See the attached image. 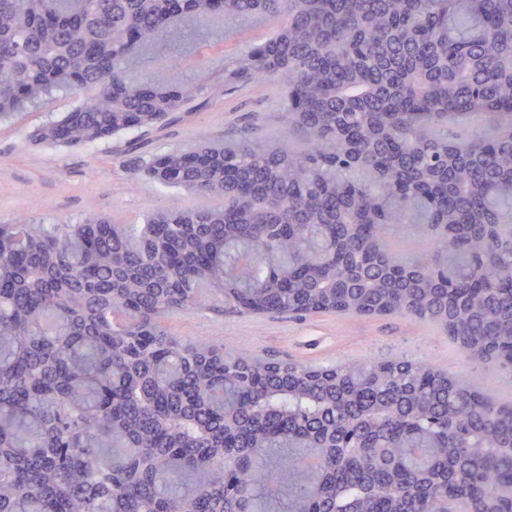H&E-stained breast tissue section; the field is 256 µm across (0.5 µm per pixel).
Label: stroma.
Wrapping results in <instances>:
<instances>
[{
	"instance_id": "obj_1",
	"label": "stroma",
	"mask_w": 512,
	"mask_h": 512,
	"mask_svg": "<svg viewBox=\"0 0 512 512\" xmlns=\"http://www.w3.org/2000/svg\"><path fill=\"white\" fill-rule=\"evenodd\" d=\"M276 17L252 22L183 18L181 27L200 29L201 38L185 51L187 64H175L170 48L143 51L144 74L169 84L192 81L201 96L165 124L138 130L91 147L49 149L30 135L48 113L69 111L73 95L60 94L30 107L15 123L0 125V224L28 218L47 224H73L95 212L129 224L151 210H181L211 204V197L167 188L141 175L140 167L174 148L199 141H271L288 129L284 90L275 82L228 83L224 69L279 26ZM176 335L217 336L226 350L280 362L322 365L321 353L356 351L365 360L428 362L444 373L478 380L485 393L512 401V376L492 364L473 362L440 330L411 319L317 315L303 320L280 316L217 318L210 313L171 316Z\"/></svg>"
}]
</instances>
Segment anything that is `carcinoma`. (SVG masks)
I'll list each match as a JSON object with an SVG mask.
<instances>
[{
  "mask_svg": "<svg viewBox=\"0 0 512 512\" xmlns=\"http://www.w3.org/2000/svg\"><path fill=\"white\" fill-rule=\"evenodd\" d=\"M185 16L282 18L227 81L283 85L288 132L146 167L214 207L0 224V512H512V404L477 381L165 326L401 316L512 376V0H0V122L91 88L31 140L165 122L201 87L130 72Z\"/></svg>",
  "mask_w": 512,
  "mask_h": 512,
  "instance_id": "carcinoma-1",
  "label": "carcinoma"
}]
</instances>
